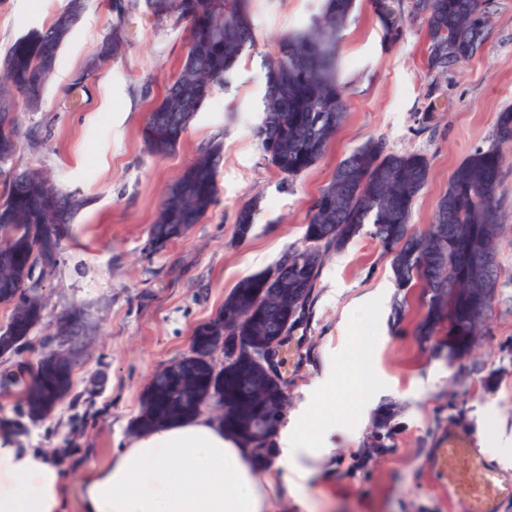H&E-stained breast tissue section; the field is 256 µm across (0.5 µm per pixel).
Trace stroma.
<instances>
[{
  "instance_id": "35a3bbf8",
  "label": "stroma",
  "mask_w": 512,
  "mask_h": 512,
  "mask_svg": "<svg viewBox=\"0 0 512 512\" xmlns=\"http://www.w3.org/2000/svg\"><path fill=\"white\" fill-rule=\"evenodd\" d=\"M124 2L125 51L88 76L85 66L114 14L113 0H86L41 111L19 115L12 161L18 171L42 170L60 191L85 201L56 264L35 271L41 323L22 354L0 356V425H10L22 447L50 457L69 449L63 464L74 472L107 464L135 435L153 376L188 354L194 330L219 314L237 283L301 245L309 206L342 159L371 138L393 152L425 155L430 176L411 218L423 229L453 171L475 149L494 144L497 116L512 107V0H486L488 40L445 74L425 67L421 22L385 45L369 0H359L340 41L347 118L314 166L284 180L256 136L262 59L277 56L281 38L303 28L321 0H251L255 51L215 86L179 147L157 156L145 142V119L183 64L187 26L159 18L145 0ZM66 4L0 0V58ZM214 141L223 145L215 205L181 238L152 250L149 227L168 185ZM505 152L510 160L495 194L504 274L468 356L448 359L416 336L424 315L419 291L396 288L372 225L325 255L314 302L280 367L293 409L326 364L336 366L335 384L316 405L335 413L347 435L336 441L332 474L310 484L316 512H458L431 461L440 435L460 426L489 466L512 476V146ZM253 200L256 220L237 240L236 212ZM405 295L412 305L400 319L395 301ZM71 351L78 360L70 395L43 419L22 416L23 388L6 375ZM385 414L390 420L377 430Z\"/></svg>"
}]
</instances>
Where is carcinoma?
Here are the masks:
<instances>
[{
	"label": "carcinoma",
	"instance_id": "obj_1",
	"mask_svg": "<svg viewBox=\"0 0 512 512\" xmlns=\"http://www.w3.org/2000/svg\"><path fill=\"white\" fill-rule=\"evenodd\" d=\"M356 0H323L319 15L306 28L284 37L278 56L265 62V93L257 134L265 159L285 179H295L316 164L347 117V86L341 79L337 35L348 24ZM154 13L189 23L185 60L162 101L149 113L146 139L164 156L180 145L213 87L235 71L256 47L250 0H155ZM384 39L402 38L410 20L425 23L426 67L445 74L472 59L491 31L485 0H372ZM83 0H68L49 24L18 38L0 60V305L12 308L7 330L0 333V354H17L28 344L42 318V305L28 286L34 254L55 262L74 215L85 201L59 192L39 171L5 169L19 148L16 109H41L61 49L80 19ZM126 6L115 0L112 36L103 41L86 68L122 53V18ZM499 144H512V107L499 113ZM223 159L221 143L206 148L167 188L149 229L153 248H162L199 223L216 203V175ZM503 164L499 148L478 149L453 172L439 199L434 220L419 232L411 224L414 200L430 175L427 158L394 153L370 139L343 159L309 209L302 245L284 254L270 269L243 278L224 298L219 315L199 326L191 353L151 380L136 428L198 414L219 400L221 422L253 445L250 425L266 406L277 418L257 447L269 448L287 400L284 383L254 355L275 343L279 348L311 302L322 256L345 248L362 230L391 255L394 283L419 288L425 315L416 325L421 339L448 349V357L469 355L481 325L492 311L502 274L496 242L502 230L495 193ZM257 201L236 213L234 233L243 240L255 224ZM228 337L224 366L212 361L213 337ZM72 368L60 369L51 357L25 383L26 413L47 415L71 390Z\"/></svg>",
	"mask_w": 512,
	"mask_h": 512
}]
</instances>
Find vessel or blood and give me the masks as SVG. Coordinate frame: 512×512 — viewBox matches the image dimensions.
Returning <instances> with one entry per match:
<instances>
[{
  "label": "vessel or blood",
  "mask_w": 512,
  "mask_h": 512,
  "mask_svg": "<svg viewBox=\"0 0 512 512\" xmlns=\"http://www.w3.org/2000/svg\"><path fill=\"white\" fill-rule=\"evenodd\" d=\"M433 464L447 473L448 493L462 512H497L500 501L512 496V481L486 467L469 431L441 436Z\"/></svg>",
  "instance_id": "b4317fda"
}]
</instances>
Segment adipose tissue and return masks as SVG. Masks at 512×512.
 Listing matches in <instances>:
<instances>
[{
  "mask_svg": "<svg viewBox=\"0 0 512 512\" xmlns=\"http://www.w3.org/2000/svg\"><path fill=\"white\" fill-rule=\"evenodd\" d=\"M335 420L302 405L275 437L269 466L223 424L198 415L168 420L130 439L108 464L82 472L80 512H269L279 488L294 512H312L309 482L335 465ZM66 468L22 448L0 428V512H68Z\"/></svg>",
  "mask_w": 512,
  "mask_h": 512,
  "instance_id": "obj_1",
  "label": "adipose tissue"
}]
</instances>
